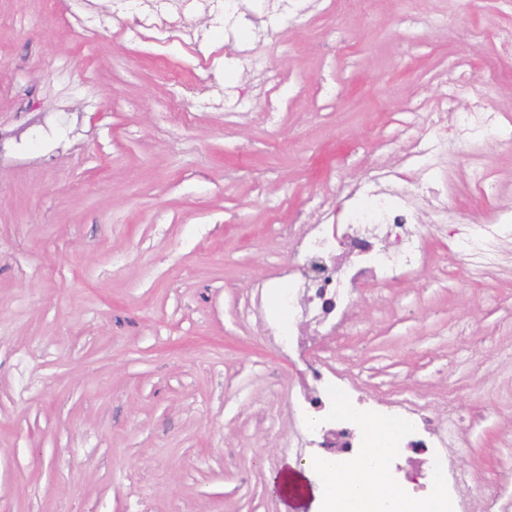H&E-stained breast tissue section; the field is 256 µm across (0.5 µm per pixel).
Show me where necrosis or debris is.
Masks as SVG:
<instances>
[{"instance_id":"necrosis-or-debris-1","label":"necrosis or debris","mask_w":512,"mask_h":512,"mask_svg":"<svg viewBox=\"0 0 512 512\" xmlns=\"http://www.w3.org/2000/svg\"><path fill=\"white\" fill-rule=\"evenodd\" d=\"M445 84L450 94L431 120L432 128L441 134V147L498 133L501 113L481 100H473L466 111H453L452 96L463 89L456 71H449ZM420 185L433 199L435 224H449L448 204L441 190L425 179ZM320 208L318 221H311L301 211L291 220L288 239L297 263L280 272L278 283L265 280L254 285L252 311L265 322L270 335L293 336L295 325L307 320L334 331L353 323L349 312L352 277L338 274L334 266L337 251L355 254L363 269L384 280L413 274L426 261L412 193L397 185L387 167H379L365 184L346 187L340 197L323 198ZM452 227L468 270L483 272L499 265L502 243L512 241V207L497 209L488 223ZM308 371L327 396L322 416L310 425L305 441L306 447L316 449L317 460L330 458L347 468L372 463L370 451L374 448L383 449L389 460L408 451L429 452L425 482L400 485V493L416 497L428 487H440L445 491L444 512H466L468 477L451 464L445 452L447 428L435 426L427 412L407 398L385 408L364 406L355 399L351 384L326 376L320 360H311Z\"/></svg>"}]
</instances>
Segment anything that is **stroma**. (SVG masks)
<instances>
[{
    "mask_svg": "<svg viewBox=\"0 0 512 512\" xmlns=\"http://www.w3.org/2000/svg\"><path fill=\"white\" fill-rule=\"evenodd\" d=\"M224 0L159 8L184 44L131 39L113 0H0V512H320L270 481L299 461L307 364L368 397L405 392L431 415L479 418L455 445L470 512L512 434V269L468 272L416 197L426 263L352 295L358 324L299 353L250 313L252 286L292 260L296 211L401 163L449 66L502 115L464 156L434 154L448 207L484 222L512 206V28L501 0H323L273 35L221 32ZM251 50L284 83L263 124L175 112L177 86L256 94ZM489 168L497 200L476 194Z\"/></svg>",
    "mask_w": 512,
    "mask_h": 512,
    "instance_id": "obj_1",
    "label": "stroma"
}]
</instances>
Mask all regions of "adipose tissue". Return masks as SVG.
Listing matches in <instances>:
<instances>
[{
  "instance_id": "obj_1",
  "label": "adipose tissue",
  "mask_w": 512,
  "mask_h": 512,
  "mask_svg": "<svg viewBox=\"0 0 512 512\" xmlns=\"http://www.w3.org/2000/svg\"><path fill=\"white\" fill-rule=\"evenodd\" d=\"M312 472L321 479L323 512H366L374 500L389 502L391 512H440L438 491H430L426 498L417 501L401 498L383 472L362 464L339 468L308 464L300 467L290 463L275 474L272 488L285 497L298 496L304 475Z\"/></svg>"
}]
</instances>
